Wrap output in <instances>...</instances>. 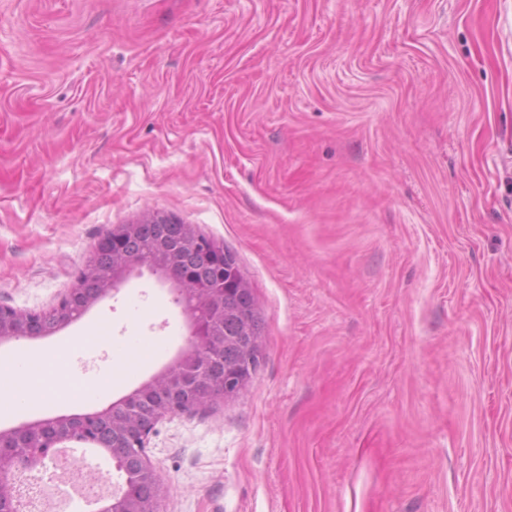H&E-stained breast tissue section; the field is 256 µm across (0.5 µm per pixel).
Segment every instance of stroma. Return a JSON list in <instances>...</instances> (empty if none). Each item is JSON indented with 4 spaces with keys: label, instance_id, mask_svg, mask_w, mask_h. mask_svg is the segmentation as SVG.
<instances>
[{
    "label": "stroma",
    "instance_id": "35a3bbf8",
    "mask_svg": "<svg viewBox=\"0 0 512 512\" xmlns=\"http://www.w3.org/2000/svg\"><path fill=\"white\" fill-rule=\"evenodd\" d=\"M234 253L245 389L160 421V512H512V0H0V301L46 310L111 226ZM111 370L188 330L149 271L42 340Z\"/></svg>",
    "mask_w": 512,
    "mask_h": 512
}]
</instances>
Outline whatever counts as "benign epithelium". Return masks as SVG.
I'll return each instance as SVG.
<instances>
[{
    "instance_id": "obj_1",
    "label": "benign epithelium",
    "mask_w": 512,
    "mask_h": 512,
    "mask_svg": "<svg viewBox=\"0 0 512 512\" xmlns=\"http://www.w3.org/2000/svg\"><path fill=\"white\" fill-rule=\"evenodd\" d=\"M135 228L134 224H117L97 241L95 252L108 251L115 261L111 267L101 270L94 258L87 260L72 287L51 307L57 327L77 320L94 303L118 291L133 273L145 268L168 283L176 293L189 329L186 346L159 373L103 410L59 414L0 428V512H18L14 504L17 502L19 473L55 460L60 445L78 443L98 446L101 432L109 429L129 437L134 447L143 448L159 421L200 410L219 395L225 398L238 396L256 370L257 354L248 346L241 361L226 373L225 385L220 387L218 393L202 399L197 396L189 401L185 399L187 389L209 382L210 364L217 359L218 349L224 347V334L215 326V321L224 317V295L248 289V282L237 276L233 279L232 289L225 287L222 278L211 283L201 282L184 268L174 251L156 254L147 262L130 260L126 258L125 243ZM185 231V245L202 248L213 266L224 270V264L229 262L224 244L202 237L191 224L185 225ZM88 279L96 280L97 294L93 297L83 292ZM43 315L42 311H21L0 302V343L42 336ZM159 391L163 395L153 415L142 418L139 402L145 395ZM106 452L115 460L116 466L125 469L126 478L123 487L105 500L100 512H159L157 506L151 509L144 507L137 492L143 475H157L146 457H141L139 470L131 471L127 469L122 453L112 447Z\"/></svg>"
}]
</instances>
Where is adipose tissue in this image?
Masks as SVG:
<instances>
[{"label":"adipose tissue","mask_w":512,"mask_h":512,"mask_svg":"<svg viewBox=\"0 0 512 512\" xmlns=\"http://www.w3.org/2000/svg\"><path fill=\"white\" fill-rule=\"evenodd\" d=\"M90 339V334L86 333L63 345L25 350L10 358H1L0 416H10L46 401L77 406L111 394V374L87 381L73 376L64 366L67 355Z\"/></svg>","instance_id":"adipose-tissue-1"}]
</instances>
